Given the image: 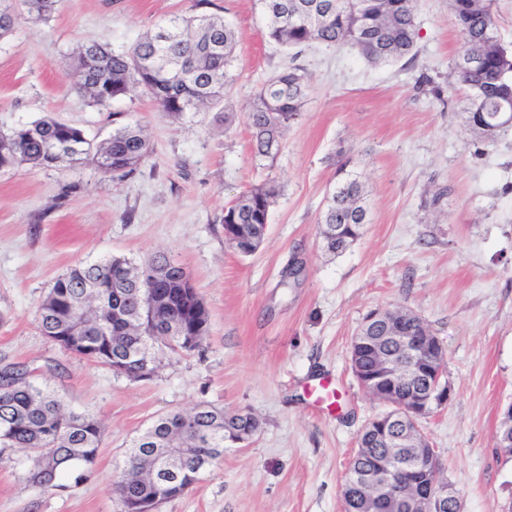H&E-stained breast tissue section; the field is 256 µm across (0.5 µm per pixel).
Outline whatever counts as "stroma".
<instances>
[{
    "mask_svg": "<svg viewBox=\"0 0 512 512\" xmlns=\"http://www.w3.org/2000/svg\"><path fill=\"white\" fill-rule=\"evenodd\" d=\"M218 14L238 35L223 109L172 121L131 93L101 109L71 90L82 43L120 51L175 15ZM414 63L372 64L347 47L269 40L256 0H60L48 22L20 18L0 39V132L51 116L94 141L112 114L145 125L150 154L119 179L93 165L0 170V367L38 370L70 409L105 427L94 465L54 490L30 484L23 452H0V512H123L112 479L156 416L204 402L252 412L260 432L228 447L158 512H342L363 426L383 412L357 382L350 341L374 309L418 314L445 349L447 404L420 420L465 512H512V458L496 431L512 404V128L486 140L463 112L450 0H417ZM292 66L311 85L279 153L257 156L245 114L256 87ZM347 163L369 222L339 255L317 222ZM281 192L267 238L244 257L219 216L246 187ZM162 253L190 276L209 313L200 350L163 357L133 380L65 354L37 328V307L77 262ZM331 380L332 403L310 384Z\"/></svg>",
    "mask_w": 512,
    "mask_h": 512,
    "instance_id": "1",
    "label": "stroma"
}]
</instances>
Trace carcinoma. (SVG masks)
Instances as JSON below:
<instances>
[{"label":"carcinoma","mask_w":512,"mask_h":512,"mask_svg":"<svg viewBox=\"0 0 512 512\" xmlns=\"http://www.w3.org/2000/svg\"><path fill=\"white\" fill-rule=\"evenodd\" d=\"M266 17L267 37L287 48L312 42L349 46L370 62L413 61L416 41L415 0H257ZM454 9L462 37L456 72L459 81L481 104V118L498 112V90L512 84V54L502 46L490 0H457ZM24 12L39 20L51 15L59 0H25ZM18 16L0 4V37L11 33ZM235 34L214 14L174 16L159 30L122 51L100 43L81 46L73 56L72 86L93 104L108 108L138 88L161 110L178 120L224 101L231 93ZM480 56L466 64L469 53ZM310 85L295 69L278 71L254 91L245 114L255 152L277 153L292 121L303 111ZM112 134L96 144L72 124L46 117L0 134V169L26 164L65 169L83 160L103 174L125 177L149 154L144 127L122 118ZM277 187L266 182L244 189L219 218L224 238L242 256L253 254L267 233L266 224ZM362 187L355 179L342 181L320 217L318 234L326 249L345 251L366 224ZM36 320L42 334L60 349L80 359L109 367L124 365L135 378H151L159 354L200 349L208 332V312L185 270L158 253L140 265L112 256L95 263L79 262L60 275L42 299ZM173 326L170 335L156 333ZM358 370L366 380L376 372L380 356L396 352L394 341L377 333L354 344ZM251 413L226 412L199 403L157 417L133 442L125 466L115 475L112 490L140 505L139 512L182 495L201 473L224 455L225 441L249 439L260 430ZM104 432L101 421L66 407L53 390L35 382V371L24 365L0 368V447L17 448L31 462L28 482L55 489L65 469L91 467ZM416 443L396 440L386 445L377 432L365 428L358 440L344 485L354 483V512H401L386 504L375 506L366 482L378 459L393 453L414 457Z\"/></svg>","instance_id":"cac0c4a2"}]
</instances>
